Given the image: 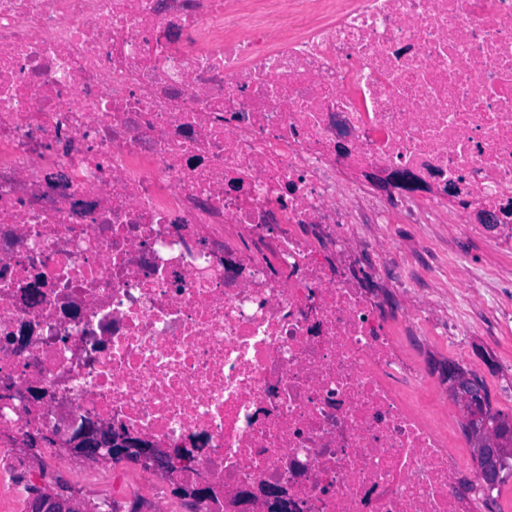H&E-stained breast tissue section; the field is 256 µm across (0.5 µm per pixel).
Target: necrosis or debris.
I'll return each mask as SVG.
<instances>
[{
  "instance_id": "necrosis-or-debris-1",
  "label": "necrosis or debris",
  "mask_w": 512,
  "mask_h": 512,
  "mask_svg": "<svg viewBox=\"0 0 512 512\" xmlns=\"http://www.w3.org/2000/svg\"><path fill=\"white\" fill-rule=\"evenodd\" d=\"M488 210L511 255L512 0H0V505L101 420L193 454L194 512H463L419 320L353 267ZM478 280L450 330L512 324ZM236 508L253 511L262 508L272 512H288V493L282 488L264 486L242 488L235 493Z\"/></svg>"
}]
</instances>
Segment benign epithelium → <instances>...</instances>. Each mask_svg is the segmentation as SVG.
<instances>
[{"label":"benign epithelium","mask_w":512,"mask_h":512,"mask_svg":"<svg viewBox=\"0 0 512 512\" xmlns=\"http://www.w3.org/2000/svg\"><path fill=\"white\" fill-rule=\"evenodd\" d=\"M449 395L460 405L465 417L467 438L474 448L478 475L484 485L494 487L512 468V425L506 424L496 433L487 429L486 415L490 405L488 388L478 376L450 361L442 369ZM65 452L107 462L148 465L163 476L173 470L195 466L194 456L178 448H159L147 438L130 436L115 426L86 422L66 442ZM174 493L192 499L210 496V486L176 485ZM236 508L252 512H288V493L282 488L264 486L242 488L235 493ZM28 512H80L73 499L45 486L36 491L28 504Z\"/></svg>","instance_id":"benign-epithelium-1"}]
</instances>
